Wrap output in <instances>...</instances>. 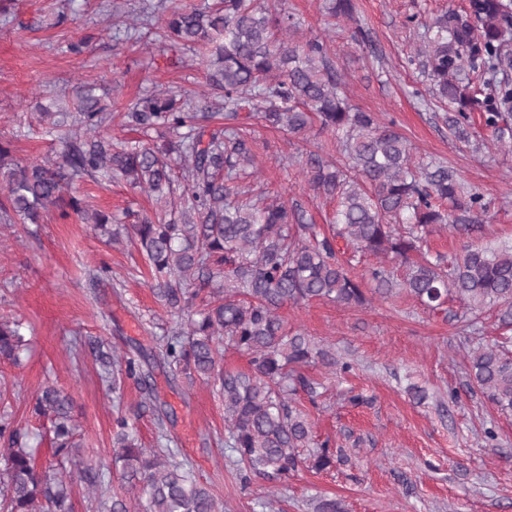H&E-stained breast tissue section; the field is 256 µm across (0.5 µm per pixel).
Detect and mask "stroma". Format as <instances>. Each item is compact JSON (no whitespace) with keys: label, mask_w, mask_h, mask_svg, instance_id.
<instances>
[{"label":"stroma","mask_w":512,"mask_h":512,"mask_svg":"<svg viewBox=\"0 0 512 512\" xmlns=\"http://www.w3.org/2000/svg\"><path fill=\"white\" fill-rule=\"evenodd\" d=\"M10 7L0 20V139L17 159L55 158L60 145L37 119L51 100L72 103L71 89L98 83L109 112L129 107L144 91H205L200 54L138 42L126 34L158 0H0ZM327 0H278L299 21V40H324L347 84L351 104L395 121L414 162L434 161L482 192L488 211L472 230L431 233L412 260L449 262L464 244L512 241V127L496 138L474 119L470 140L458 141L445 122L447 108L429 90L415 56L422 24L448 10L465 12L468 0H355L354 20L330 17ZM60 10L73 23L54 24ZM362 43H354V30ZM84 42L82 53L69 49ZM249 145L255 174L243 190L268 191L299 203L307 222L326 226L333 201L309 189L301 155L322 150L336 157L335 137L308 131L297 136L254 121ZM76 188L91 209L125 219L155 212L146 193L123 181L86 177ZM148 262L130 242L107 245L79 217L41 224H0V317L22 320L32 346L21 366L0 364V411L25 424L37 447L36 465L53 463L48 420L30 402L45 384L75 402L77 433L93 465L112 459L117 414L136 425L145 447H170L197 480L221 500L223 512H255L258 500H277L284 512H313V498L343 501L347 512H512V413L494 408L472 381L466 347L498 338L493 315L467 328L458 301L427 310L411 296L371 294L362 306L317 299L286 305L278 314L290 331L350 363L348 372L303 367L315 394L298 392L296 407L312 423L315 440H330L333 467L299 466L285 480L242 486L226 467L224 402L215 389L153 366L151 383L170 419L169 439L159 437L155 412L141 408V390L127 380L120 392L103 385L89 345L103 343L122 356L132 346L159 348L174 319L152 290ZM361 396L353 404L352 396ZM497 438L486 442L485 429Z\"/></svg>","instance_id":"1"}]
</instances>
